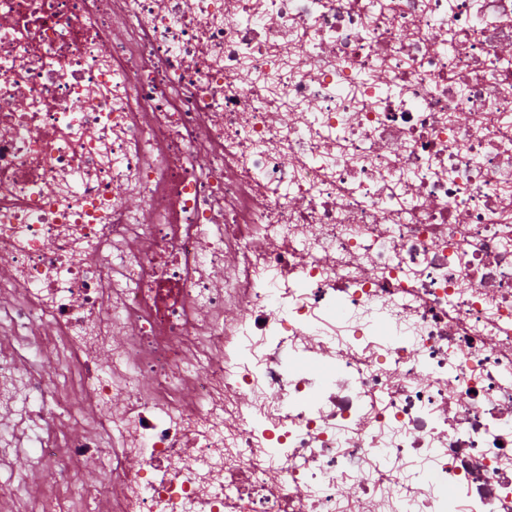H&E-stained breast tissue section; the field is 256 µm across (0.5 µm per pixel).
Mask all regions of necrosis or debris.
Returning a JSON list of instances; mask_svg holds the SVG:
<instances>
[{
	"instance_id": "necrosis-or-debris-1",
	"label": "necrosis or debris",
	"mask_w": 512,
	"mask_h": 512,
	"mask_svg": "<svg viewBox=\"0 0 512 512\" xmlns=\"http://www.w3.org/2000/svg\"><path fill=\"white\" fill-rule=\"evenodd\" d=\"M16 379L24 512H512V0H0Z\"/></svg>"
}]
</instances>
